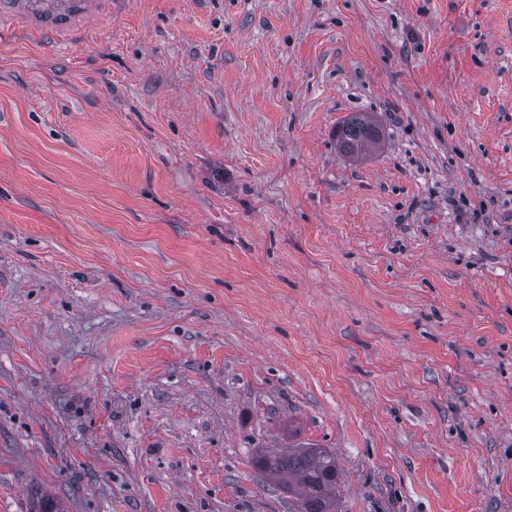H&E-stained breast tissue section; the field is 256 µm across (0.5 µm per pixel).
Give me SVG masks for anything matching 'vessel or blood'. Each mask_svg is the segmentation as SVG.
Here are the masks:
<instances>
[{
  "label": "vessel or blood",
  "instance_id": "b4317fda",
  "mask_svg": "<svg viewBox=\"0 0 512 512\" xmlns=\"http://www.w3.org/2000/svg\"><path fill=\"white\" fill-rule=\"evenodd\" d=\"M115 6V0H0V22H10L14 36L37 34L50 43L84 32L89 20Z\"/></svg>",
  "mask_w": 512,
  "mask_h": 512
}]
</instances>
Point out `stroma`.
Masks as SVG:
<instances>
[{
	"label": "stroma",
	"instance_id": "1",
	"mask_svg": "<svg viewBox=\"0 0 512 512\" xmlns=\"http://www.w3.org/2000/svg\"><path fill=\"white\" fill-rule=\"evenodd\" d=\"M125 3L0 39V512H512V0ZM381 132L366 112H355L336 132V143L343 153L362 157L381 145ZM254 467L288 492L299 495L300 511L333 512L339 477L336 456L314 446L273 448L259 452Z\"/></svg>",
	"mask_w": 512,
	"mask_h": 512
}]
</instances>
